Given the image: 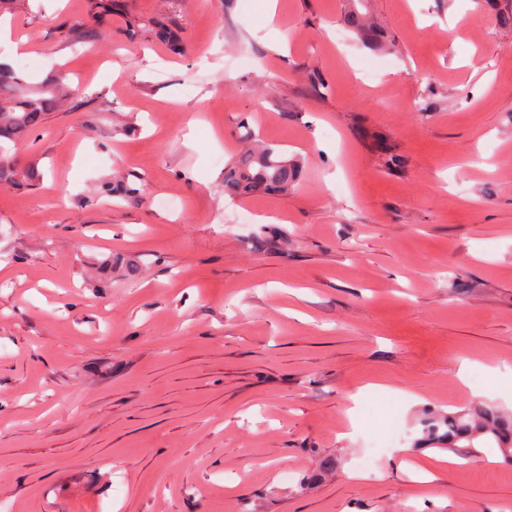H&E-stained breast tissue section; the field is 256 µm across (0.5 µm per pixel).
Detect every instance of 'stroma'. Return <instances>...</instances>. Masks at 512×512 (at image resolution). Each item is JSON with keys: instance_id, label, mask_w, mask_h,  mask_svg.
Instances as JSON below:
<instances>
[{"instance_id": "obj_1", "label": "stroma", "mask_w": 512, "mask_h": 512, "mask_svg": "<svg viewBox=\"0 0 512 512\" xmlns=\"http://www.w3.org/2000/svg\"><path fill=\"white\" fill-rule=\"evenodd\" d=\"M97 3L0 0L69 94L0 184V512H512L420 424L512 415V0ZM245 123L288 193L225 195Z\"/></svg>"}]
</instances>
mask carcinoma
<instances>
[{
  "mask_svg": "<svg viewBox=\"0 0 512 512\" xmlns=\"http://www.w3.org/2000/svg\"><path fill=\"white\" fill-rule=\"evenodd\" d=\"M355 7L347 16L349 27L368 31L371 28L367 14L358 9L362 0H352ZM65 98L54 85L34 86L22 74L0 64V181L23 186L34 179L35 169L20 168L15 157L9 154V145L18 141L38 126L49 112L59 110ZM299 174V164L283 157L273 144L256 145L238 161L224 170V194L229 196L256 195L270 192L286 193ZM103 191L121 198L140 197L143 186L119 181L103 187ZM431 440L437 444L456 447L465 442L474 447L478 440L484 445L495 444L500 448L512 447V417L507 419L487 409H464L446 417L427 419Z\"/></svg>",
  "mask_w": 512,
  "mask_h": 512,
  "instance_id": "carcinoma-1",
  "label": "carcinoma"
}]
</instances>
